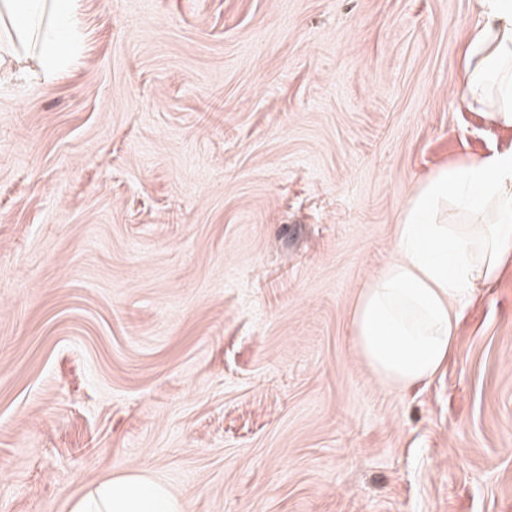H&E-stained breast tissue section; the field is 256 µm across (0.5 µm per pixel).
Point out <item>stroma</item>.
<instances>
[{"instance_id": "35a3bbf8", "label": "stroma", "mask_w": 512, "mask_h": 512, "mask_svg": "<svg viewBox=\"0 0 512 512\" xmlns=\"http://www.w3.org/2000/svg\"><path fill=\"white\" fill-rule=\"evenodd\" d=\"M0 86V512L143 471L187 512H512V268L407 391L351 314L439 167L478 0H76Z\"/></svg>"}]
</instances>
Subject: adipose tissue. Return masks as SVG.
<instances>
[{"mask_svg":"<svg viewBox=\"0 0 512 512\" xmlns=\"http://www.w3.org/2000/svg\"><path fill=\"white\" fill-rule=\"evenodd\" d=\"M457 94L512 126V0H481ZM75 0H0V32L33 49L40 74L65 66L75 38ZM455 200L488 210L485 224H435ZM394 258L359 292L352 315L358 357L385 385L405 391L446 365L465 306L512 263V150L439 168L410 200ZM71 512H185L184 502L146 475L104 480Z\"/></svg>","mask_w":512,"mask_h":512,"instance_id":"obj_1","label":"adipose tissue"}]
</instances>
